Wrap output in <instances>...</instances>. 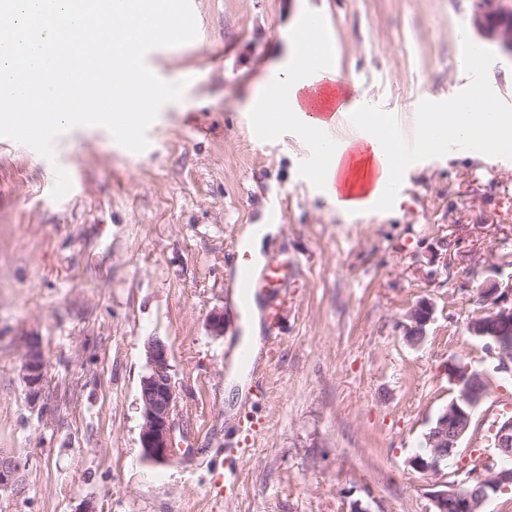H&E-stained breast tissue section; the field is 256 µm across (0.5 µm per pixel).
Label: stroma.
<instances>
[{"instance_id":"stroma-1","label":"stroma","mask_w":512,"mask_h":512,"mask_svg":"<svg viewBox=\"0 0 512 512\" xmlns=\"http://www.w3.org/2000/svg\"><path fill=\"white\" fill-rule=\"evenodd\" d=\"M194 6L197 37L159 58L185 89L146 152L98 127L61 134L51 161L0 138V450L29 462L0 512H430L435 478L413 460L454 396L449 363L485 372L487 396L445 480L461 458L494 453L490 428L512 417V376L467 330L489 266L512 278V154L423 156L391 205L345 215L307 176L308 139L282 121L259 138L251 101L314 12L354 95L409 131L422 97L452 101L474 74L512 113V56L474 32L473 0ZM473 47L474 74L458 64ZM58 166L72 190L57 201ZM273 207L283 218L263 254L293 269L258 295L263 344L232 412L224 377L250 315L234 287L240 235ZM423 300L434 315L412 346L401 323ZM32 338L47 362L34 404ZM151 338L169 349L177 392L165 463L139 445ZM22 375L28 401L37 403L45 393L47 379V363L37 339L30 340L26 345Z\"/></svg>"}]
</instances>
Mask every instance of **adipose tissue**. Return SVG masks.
<instances>
[{
	"label": "adipose tissue",
	"mask_w": 512,
	"mask_h": 512,
	"mask_svg": "<svg viewBox=\"0 0 512 512\" xmlns=\"http://www.w3.org/2000/svg\"><path fill=\"white\" fill-rule=\"evenodd\" d=\"M495 114L503 147L512 148V114L498 111L486 96L475 98L468 112L457 120L461 136L470 137L480 130L487 114ZM400 143L386 119H378L371 129L359 133L357 140L345 141L335 166L326 175L325 193L345 213L374 206L382 187L400 179L399 169L389 167L387 159L396 154Z\"/></svg>",
	"instance_id": "adipose-tissue-1"
}]
</instances>
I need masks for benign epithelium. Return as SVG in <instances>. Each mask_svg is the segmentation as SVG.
Instances as JSON below:
<instances>
[{
    "label": "benign epithelium",
    "instance_id": "7a95c632",
    "mask_svg": "<svg viewBox=\"0 0 512 512\" xmlns=\"http://www.w3.org/2000/svg\"><path fill=\"white\" fill-rule=\"evenodd\" d=\"M473 27L483 37L495 41L512 56V14L496 6L495 0H475ZM483 304L480 313L467 325L470 335L491 336L494 343L486 345L491 357L497 360L493 370L497 373L512 371V283L504 284L496 277L485 279L480 287ZM434 308L428 301L411 307L402 325L403 334L412 335L409 343L419 344L416 337L425 335L426 326L432 321ZM147 372L140 381L139 405L141 425L139 443L142 456L152 462L164 463L175 452L176 389L170 374V356L167 346L158 339L145 345ZM27 399L37 403L45 393L47 363L41 343L30 340L26 345L22 366ZM448 381L455 386L457 395L448 402L426 439L433 448L432 456L415 459V466L424 472L439 475L440 464L457 455L459 442L468 434L474 412L484 398L480 382L483 374L460 368L451 363L447 369ZM494 447L496 456H483L482 465L465 473L460 483H435L437 490L430 493L432 512H448L457 503L461 512H480L484 503L493 495L509 490L512 486V469L501 464L512 457V418L496 426ZM25 462L13 453L0 452V495L17 496L22 491V473Z\"/></svg>",
    "mask_w": 512,
    "mask_h": 512
}]
</instances>
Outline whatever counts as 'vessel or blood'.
I'll return each mask as SVG.
<instances>
[{
  "instance_id": "1",
  "label": "vessel or blood",
  "mask_w": 512,
  "mask_h": 512,
  "mask_svg": "<svg viewBox=\"0 0 512 512\" xmlns=\"http://www.w3.org/2000/svg\"><path fill=\"white\" fill-rule=\"evenodd\" d=\"M302 82L288 98L289 106L299 108L304 115L305 128L310 134L311 141L317 149L311 152L307 160V172L315 184H322L323 175L338 156L339 148L334 142L328 141L322 118L332 115L336 108H343L353 117H360L367 112V105L357 102L351 87L343 78L336 76L330 67L318 66L311 58L302 61ZM426 137L441 148L455 145L473 153H488L496 151L498 132L494 120H487L483 129L475 136L465 140L455 137L452 126L445 125L429 128ZM287 266L267 263L261 280H254L249 268H242L238 293L242 301H249L255 287L270 291L281 287L286 278Z\"/></svg>"
}]
</instances>
